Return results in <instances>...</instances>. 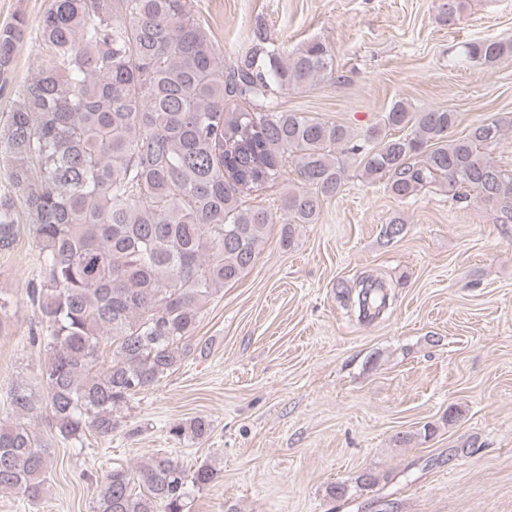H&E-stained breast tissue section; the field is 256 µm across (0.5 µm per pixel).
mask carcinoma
I'll return each instance as SVG.
<instances>
[{"mask_svg": "<svg viewBox=\"0 0 512 512\" xmlns=\"http://www.w3.org/2000/svg\"><path fill=\"white\" fill-rule=\"evenodd\" d=\"M28 29L21 14L0 27V90ZM255 38L228 67L192 0H50L37 32L48 61L15 91L0 127L13 189L0 198V250L14 244L20 204L43 265L30 296L46 334L33 340L48 356L42 393L24 382L11 390L0 492L33 503L45 491L52 456L30 415L45 409L79 444L88 430L110 437L123 408L181 363L208 300L254 265L273 213L244 198L275 182L284 160L299 181L279 203L286 246L341 191L342 146L400 199L436 188L464 203L473 191L497 223L512 224V173L487 153L512 117L455 136L457 113L397 100L355 141L342 125L278 106L281 91L333 77L330 47L312 40L284 55ZM511 57V41L482 40L465 45L463 62ZM390 300L370 277L346 298L365 318ZM211 431L201 416L171 429L200 440ZM220 477L169 457L114 466L96 487V512H185L193 490Z\"/></svg>", "mask_w": 512, "mask_h": 512, "instance_id": "carcinoma-1", "label": "carcinoma"}]
</instances>
